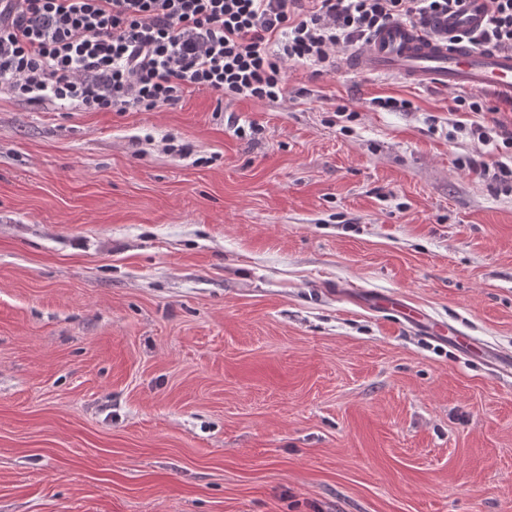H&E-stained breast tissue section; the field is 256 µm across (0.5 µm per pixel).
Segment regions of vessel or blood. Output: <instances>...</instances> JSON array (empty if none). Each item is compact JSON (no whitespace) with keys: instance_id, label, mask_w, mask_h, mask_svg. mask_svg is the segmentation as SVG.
Wrapping results in <instances>:
<instances>
[{"instance_id":"b4317fda","label":"vessel or blood","mask_w":512,"mask_h":512,"mask_svg":"<svg viewBox=\"0 0 512 512\" xmlns=\"http://www.w3.org/2000/svg\"><path fill=\"white\" fill-rule=\"evenodd\" d=\"M488 10L489 0H459L436 19L434 30L391 23L353 52L348 64L364 74L418 86L490 90L512 100V49L474 47L457 39L458 34L481 28Z\"/></svg>"}]
</instances>
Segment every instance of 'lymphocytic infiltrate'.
<instances>
[{
    "mask_svg": "<svg viewBox=\"0 0 512 512\" xmlns=\"http://www.w3.org/2000/svg\"><path fill=\"white\" fill-rule=\"evenodd\" d=\"M457 0H0V85L33 103L80 112H156L195 91L283 100L289 63L328 72L336 55L395 21L426 27ZM477 47L512 48V0H490ZM483 146L512 148V129L479 122Z\"/></svg>",
    "mask_w": 512,
    "mask_h": 512,
    "instance_id": "obj_1",
    "label": "lymphocytic infiltrate"
}]
</instances>
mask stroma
Segmentation results:
<instances>
[{
  "mask_svg": "<svg viewBox=\"0 0 512 512\" xmlns=\"http://www.w3.org/2000/svg\"><path fill=\"white\" fill-rule=\"evenodd\" d=\"M287 91L0 92V512H512V377L429 335L512 355V194L460 167L512 151L450 90ZM483 122L473 121L469 126V133L475 137L485 147L492 146V150L502 148H512V128L509 130L500 121L491 119V126L484 124L485 117L482 115Z\"/></svg>",
  "mask_w": 512,
  "mask_h": 512,
  "instance_id": "stroma-1",
  "label": "stroma"
}]
</instances>
